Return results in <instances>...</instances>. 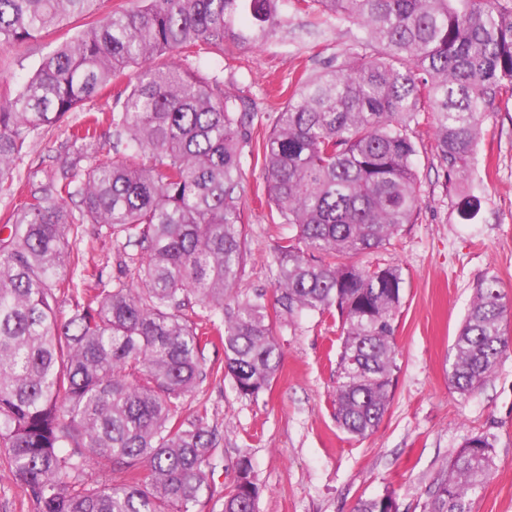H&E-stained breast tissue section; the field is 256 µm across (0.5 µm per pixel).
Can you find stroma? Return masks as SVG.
<instances>
[{
	"instance_id": "stroma-1",
	"label": "stroma",
	"mask_w": 512,
	"mask_h": 512,
	"mask_svg": "<svg viewBox=\"0 0 512 512\" xmlns=\"http://www.w3.org/2000/svg\"><path fill=\"white\" fill-rule=\"evenodd\" d=\"M281 26L258 44L230 43L222 59L191 65L223 80L252 103L254 117L245 148L249 183L244 203L248 257L239 289L274 297L271 251L287 225L277 223L263 178V145L284 93L299 77L331 71L357 49L358 29L283 0ZM75 17L66 28L0 50V82L19 91L58 44L83 29ZM479 161L469 177L481 208L473 220L457 212L429 125L419 130L416 166L421 208L387 248L371 254L400 265L405 279L396 319L399 352L389 409L368 437L356 439L333 416L340 327L305 312L279 323L282 362L270 389L250 400L231 381L207 378L187 399V413L203 410L224 440L212 481L227 484L239 457H248L260 488L259 512H353L359 500L394 492L399 512H423L438 479L472 434L488 436L495 468L474 503V512H512V352L480 389L457 393L448 376L451 347L481 280L496 277L512 304V102L494 103L481 119ZM63 128L45 127L31 139L17 187L30 190L64 155ZM73 249L103 272L119 276L125 260L106 237L86 233Z\"/></svg>"
}]
</instances>
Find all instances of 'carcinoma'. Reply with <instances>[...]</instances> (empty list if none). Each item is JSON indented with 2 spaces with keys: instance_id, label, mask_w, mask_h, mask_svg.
<instances>
[{
  "instance_id": "cac0c4a2",
  "label": "carcinoma",
  "mask_w": 512,
  "mask_h": 512,
  "mask_svg": "<svg viewBox=\"0 0 512 512\" xmlns=\"http://www.w3.org/2000/svg\"><path fill=\"white\" fill-rule=\"evenodd\" d=\"M0 0V49L35 40L73 16L85 28L43 59L22 90L0 98V192L11 191L29 141L60 127L134 67L108 111L68 131L72 155L0 225V448L34 512H258L252 464L229 484L210 481L220 434L187 397L224 348V377L242 397L267 390L280 366L279 318L303 312L339 320L336 423L372 434L388 411L397 369L398 265L357 261L391 244L421 205L416 129L427 123L448 179L474 165L480 116L512 100V0H303L357 26L359 50L301 82L276 112L264 147L270 206L291 233L272 249L274 303L238 291L247 260L243 200L245 103L217 78L185 64L224 45L269 39L281 0ZM165 57L164 63L157 59ZM112 149L96 160L97 127ZM148 155L152 163L138 162ZM480 208L457 195L464 220ZM106 228L137 277L108 288L70 239ZM82 267L92 288L60 275ZM73 303L60 315L61 297ZM512 309L482 280L456 335L455 389L469 394L512 348ZM70 452L65 453L63 449ZM488 437L472 435L438 480L428 512H472L494 465ZM112 462V483L77 478ZM355 512H399L394 493Z\"/></svg>"
}]
</instances>
